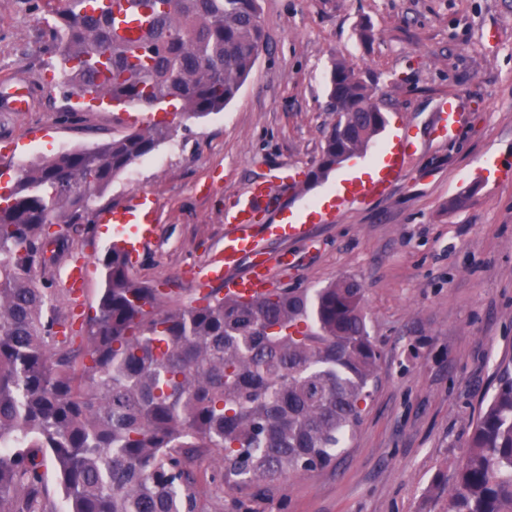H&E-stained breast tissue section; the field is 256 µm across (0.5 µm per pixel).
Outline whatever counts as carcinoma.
<instances>
[{"mask_svg":"<svg viewBox=\"0 0 512 512\" xmlns=\"http://www.w3.org/2000/svg\"><path fill=\"white\" fill-rule=\"evenodd\" d=\"M69 0L52 27L70 95L117 106L176 107L188 119L238 94L264 43L258 0H132L119 39L94 0ZM338 119L311 177L366 151L386 117L367 79L334 63ZM165 119L18 172L0 193V512L49 497L50 457L63 512H197L192 463L204 453L229 490L266 488L330 467L361 421L380 351L363 286L256 300L222 288L181 292L137 280L116 244L99 259L104 288L79 330L53 313L47 271L96 199L172 140ZM448 512H512V370L472 426Z\"/></svg>","mask_w":512,"mask_h":512,"instance_id":"obj_1","label":"carcinoma"}]
</instances>
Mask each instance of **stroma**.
<instances>
[{"label": "stroma", "instance_id": "1", "mask_svg": "<svg viewBox=\"0 0 512 512\" xmlns=\"http://www.w3.org/2000/svg\"><path fill=\"white\" fill-rule=\"evenodd\" d=\"M266 43L237 96L204 119L177 120L168 158L138 161L137 180L117 177L97 206L136 194L157 204L155 235L134 266L148 283L193 285L188 266L211 259L224 243V210L250 185L271 193L264 220L309 198L335 193L343 172L373 167L390 131L415 144L404 174L384 194L355 202L308 241L264 240L278 288H321L348 277L364 288L367 328L380 352L378 380L363 420L344 442L335 467L287 477L267 490L225 489L211 457L193 465L199 512H445L473 423L512 365V0H258ZM67 0H0V84L23 82L28 111L0 109V163L18 168L92 148L164 118L140 106L119 111L64 98L46 85L57 69L47 20ZM372 42L359 37L362 26ZM360 70L381 97L386 129L308 189L276 181L287 167L318 165L336 122L328 108L336 61ZM462 102L452 137L433 135L441 105ZM464 208H452L458 196ZM70 254L50 275L55 313L69 319L65 272L71 255L93 263L84 290L94 305L102 286L97 260L113 242L109 226L92 235L68 231Z\"/></svg>", "mask_w": 512, "mask_h": 512}]
</instances>
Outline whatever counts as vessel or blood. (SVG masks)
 I'll return each mask as SVG.
<instances>
[{
    "label": "vessel or blood",
    "instance_id": "1",
    "mask_svg": "<svg viewBox=\"0 0 512 512\" xmlns=\"http://www.w3.org/2000/svg\"><path fill=\"white\" fill-rule=\"evenodd\" d=\"M460 110V101L456 97H449L439 116L436 133L439 137L452 136L457 123ZM410 148L405 138H398L394 152L388 159L383 160L381 168L383 177L362 180L351 176L346 178L343 190L346 199L369 195L378 192L385 182L396 179L404 171V157ZM267 195L266 185H256L249 196L236 200L224 211V247L219 259L211 264L194 268L190 276L197 286L203 287L211 283L220 282L224 285L226 294L248 300L260 297L271 288L270 262L262 259L257 261L244 275L233 278L229 272L233 269L241 256L257 253L258 247L251 233L252 221L261 208ZM338 201L329 203L308 201L299 208L281 213L275 223L266 225L269 235L283 239L306 238L308 227L312 224L326 223L335 220ZM156 203L146 195L135 196L129 203L121 207L101 208L95 215L100 224H109L113 227V235L127 253L130 261H137L142 245L153 235L155 229Z\"/></svg>",
    "mask_w": 512,
    "mask_h": 512
}]
</instances>
